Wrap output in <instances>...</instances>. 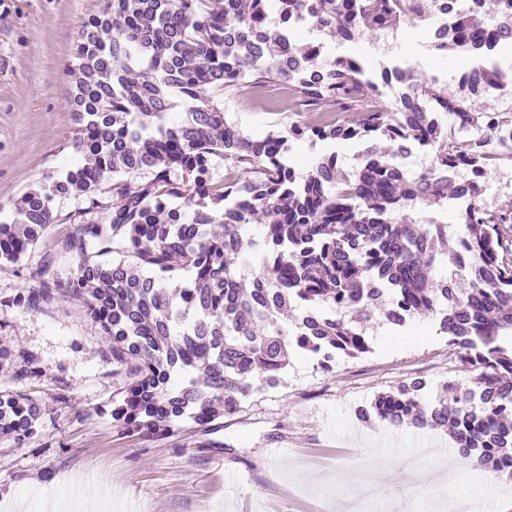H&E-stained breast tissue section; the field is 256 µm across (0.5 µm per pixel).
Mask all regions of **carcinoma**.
<instances>
[{
  "label": "carcinoma",
  "mask_w": 512,
  "mask_h": 512,
  "mask_svg": "<svg viewBox=\"0 0 512 512\" xmlns=\"http://www.w3.org/2000/svg\"><path fill=\"white\" fill-rule=\"evenodd\" d=\"M487 0L454 8L433 39L425 21L447 0H106L75 45L72 106L78 160L26 191L0 223V262L16 263L54 223L57 197L89 200L65 248L72 271L62 291L81 300L128 380L112 420L129 433L164 434L234 412L253 389L282 382L295 353L369 351L363 323L388 301L386 321L403 327L439 316V329L477 371L475 387L450 389L454 405L426 403L415 378L361 410L396 427L443 428L476 471L512 478V209L491 210L478 178L512 128V113L477 109L486 87H512V70H471L466 85L439 92L404 64L377 70L352 47L365 31L402 24L439 52L476 57L512 46V23H489ZM348 49L324 61L321 38L301 43L302 25ZM399 80V109L367 104L385 76ZM286 85L315 116L282 135L244 134L208 89L254 93ZM332 102L339 123L319 111ZM467 133L443 141L438 111ZM357 140L365 163L344 175L327 153L307 175L288 165L292 143ZM434 150L435 170L411 175L403 158ZM224 160V182L212 161ZM478 169L459 182L451 172ZM255 173L257 177L246 178ZM112 181V206L92 197ZM468 234L452 249L446 224L410 212L460 201ZM263 218V234L250 224ZM221 224L215 235L209 226ZM261 252L259 270L244 272ZM445 261L466 278L458 288L431 272ZM188 273L173 287L163 273ZM39 407L0 392V435L33 432Z\"/></svg>",
  "instance_id": "cac0c4a2"
}]
</instances>
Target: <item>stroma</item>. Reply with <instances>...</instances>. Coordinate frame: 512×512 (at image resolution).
<instances>
[{
  "mask_svg": "<svg viewBox=\"0 0 512 512\" xmlns=\"http://www.w3.org/2000/svg\"><path fill=\"white\" fill-rule=\"evenodd\" d=\"M102 7L103 0H0V217L74 159V42ZM368 54L400 55L423 73L442 72L451 87L469 62L384 39L371 42ZM214 98L250 136L283 134L307 119L275 84L256 100L233 89ZM358 149L307 140L290 156L303 174L333 151L347 173ZM486 168V202L512 208V159ZM53 206L57 219L39 242L18 263L0 267V344L12 352L0 391L24 394L41 410L32 435L0 436V512H41L66 487L84 492L82 512H341L360 470L387 473L380 504L390 512H512V478L452 470L446 431L355 416L378 394L415 378L425 381L429 403L444 398L445 383L471 385L474 370L434 316L402 331L374 316L366 325L369 352L338 356L328 369L314 355L298 354L281 385L253 390L233 414L207 426L188 422L149 437L123 430L110 410L126 372L82 302L64 294L39 308L16 302L70 275L65 242L82 203L58 198Z\"/></svg>",
  "mask_w": 512,
  "mask_h": 512,
  "instance_id": "stroma-1",
  "label": "stroma"
}]
</instances>
